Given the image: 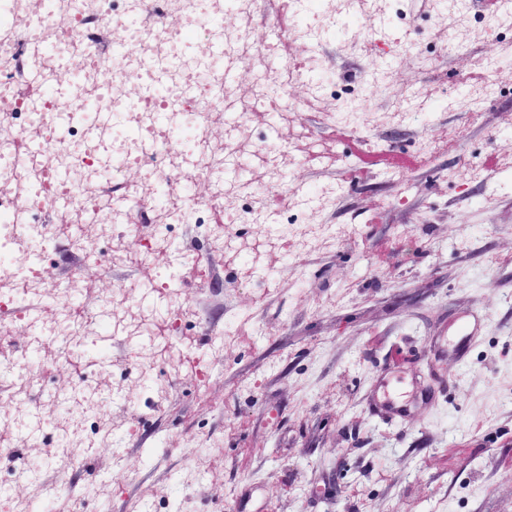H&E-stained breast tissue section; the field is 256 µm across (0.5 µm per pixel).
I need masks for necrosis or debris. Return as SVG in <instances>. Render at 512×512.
Segmentation results:
<instances>
[{
  "mask_svg": "<svg viewBox=\"0 0 512 512\" xmlns=\"http://www.w3.org/2000/svg\"><path fill=\"white\" fill-rule=\"evenodd\" d=\"M53 13L43 17L39 0H0V125L11 135L0 138V430L27 432L39 442L44 431L64 429L61 445L69 453V438L86 448L108 446L130 436L134 420L112 424L95 409V390L82 385L65 399V413L48 412L38 395L45 372L31 353L51 339L68 345L60 365L78 369L83 350L96 343L95 325L109 323L112 339L139 365L147 400L160 408L163 391L153 376L154 364L178 359L186 363L198 384H205L209 357L188 350L180 327L194 317L185 279L213 278L214 269L199 250L182 245L177 227L205 228L214 252L231 250L244 222L261 224L287 184L280 175L288 165L286 150L253 139L252 112L264 106L272 112L288 107V89L310 72L309 59L286 60L273 83L254 84L239 96L233 85L215 81L206 69L213 22L224 14V0H158L164 27L131 31L128 0H50ZM258 0H240L239 21L225 37L228 55L244 67L272 54L270 44L256 36ZM192 31L197 58L185 63L178 80L164 94L154 95L139 111L127 109L123 93L127 77L141 79L149 61L182 60V36ZM54 43L59 53L78 55L80 64L60 69L45 62L47 83H73L112 112L106 139L112 154V173L96 171V149L81 126L58 138L54 111L60 102L42 97L32 111L26 93L28 39ZM125 43L124 57H112L108 42ZM111 73L107 91L99 86ZM225 135L234 144L225 155L212 149L209 133L225 113ZM253 157L275 175L263 189L265 206L254 209L253 190L232 179L244 157ZM78 169L92 184V195L64 178ZM211 182L212 192L193 195L192 184ZM65 246L74 266L66 278H50V259ZM154 270L150 286L120 281L94 307L73 304L70 294L80 283L86 265L111 267L114 259ZM31 327L18 338L15 327Z\"/></svg>",
  "mask_w": 512,
  "mask_h": 512,
  "instance_id": "1",
  "label": "necrosis or debris"
}]
</instances>
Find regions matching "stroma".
Returning <instances> with one entry per match:
<instances>
[{
	"label": "stroma",
	"instance_id": "obj_1",
	"mask_svg": "<svg viewBox=\"0 0 512 512\" xmlns=\"http://www.w3.org/2000/svg\"><path fill=\"white\" fill-rule=\"evenodd\" d=\"M277 4L263 0L256 35L278 53L237 81L250 87L298 49L315 78L349 87L337 102L299 84L286 116L252 119L293 145L290 222L324 224L329 239L235 293L224 280L237 267L212 258L190 335L202 346L231 322L244 340L224 348L208 390L182 374L133 439L85 455L91 512H512V25L479 36L460 16L435 25L433 0H348L300 45L275 31ZM366 21L398 57L354 44ZM415 44L437 48L434 65ZM488 55L500 93L448 96ZM409 87L415 108L391 119ZM466 314L482 327L460 357L448 325ZM385 373L418 396L394 420L369 406ZM449 448L459 459L444 461ZM351 485L362 498L346 497Z\"/></svg>",
	"mask_w": 512,
	"mask_h": 512
}]
</instances>
